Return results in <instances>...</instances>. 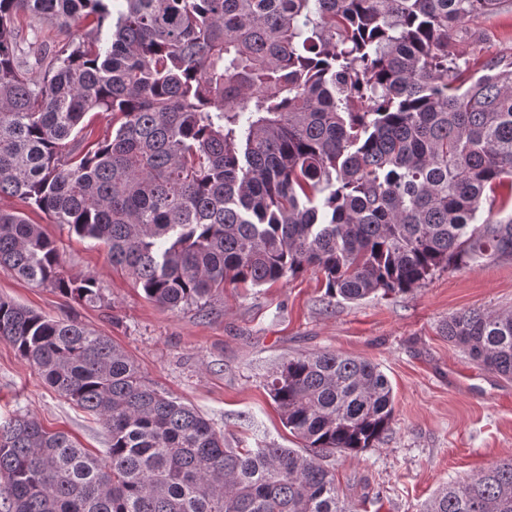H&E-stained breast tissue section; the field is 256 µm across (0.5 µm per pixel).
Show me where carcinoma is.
I'll return each instance as SVG.
<instances>
[{"mask_svg": "<svg viewBox=\"0 0 512 512\" xmlns=\"http://www.w3.org/2000/svg\"><path fill=\"white\" fill-rule=\"evenodd\" d=\"M123 2L0 0V196L99 241L147 299L201 310L312 269L360 301L512 258V62L471 74L450 51L505 0ZM20 12L81 31L38 75ZM101 112L112 135L87 143ZM0 268L102 303L19 211L0 209ZM442 334L512 380V310L457 312ZM0 338L108 433L99 456L34 417L0 424V512H356L329 460L391 431V382L366 359L282 363L267 388L301 447L234 448L74 319L0 297ZM423 512H512V459Z\"/></svg>", "mask_w": 512, "mask_h": 512, "instance_id": "1", "label": "carcinoma"}]
</instances>
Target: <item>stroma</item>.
<instances>
[{
	"mask_svg": "<svg viewBox=\"0 0 512 512\" xmlns=\"http://www.w3.org/2000/svg\"><path fill=\"white\" fill-rule=\"evenodd\" d=\"M510 41L512 5L467 22L453 50L476 72ZM0 209L24 210L43 225L66 270L93 275L104 301L80 304L3 270L0 297L110 337L151 383L202 412L229 440L298 447L266 387L287 359L329 350L377 363L393 387L392 430L358 456L331 459L358 512H421L442 484L512 458V381L479 367L440 332L461 310L512 307V259L440 270L412 292L355 302L328 298L322 274L309 270L272 285L228 287L205 309L173 312L113 267L98 241L48 223L15 198H0ZM18 415L67 431L91 450L106 446L102 422L45 385L0 340V422Z\"/></svg>",
	"mask_w": 512,
	"mask_h": 512,
	"instance_id": "35a3bbf8",
	"label": "stroma"
}]
</instances>
